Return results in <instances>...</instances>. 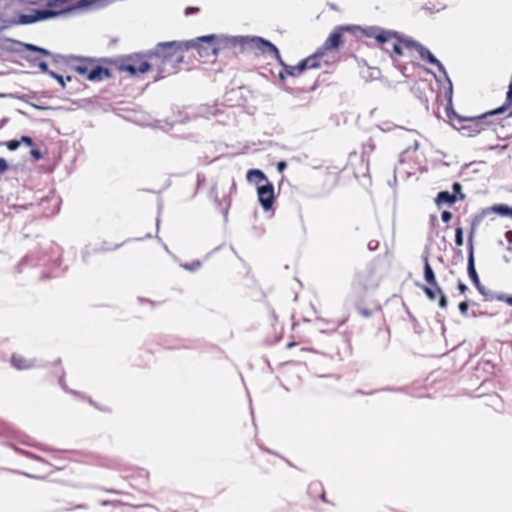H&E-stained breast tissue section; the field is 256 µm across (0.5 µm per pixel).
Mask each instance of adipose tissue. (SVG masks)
Listing matches in <instances>:
<instances>
[{
  "instance_id": "ef3b65f1",
  "label": "adipose tissue",
  "mask_w": 512,
  "mask_h": 512,
  "mask_svg": "<svg viewBox=\"0 0 512 512\" xmlns=\"http://www.w3.org/2000/svg\"><path fill=\"white\" fill-rule=\"evenodd\" d=\"M179 160L176 145L146 140L128 153L122 181L95 186L91 206L96 214L111 217L113 235L125 233L129 226L140 221L141 204L136 196L139 181L147 173L176 167ZM378 240L375 229L353 217L346 218L338 227L321 225L316 256L323 274L330 280L340 273L351 274L370 255ZM248 242L264 267L282 285H290L294 243L287 213H280L275 223L265 225L262 234L249 236Z\"/></svg>"
}]
</instances>
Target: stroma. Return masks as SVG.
I'll use <instances>...</instances> for the list:
<instances>
[{
  "instance_id": "35a3bbf8",
  "label": "stroma",
  "mask_w": 512,
  "mask_h": 512,
  "mask_svg": "<svg viewBox=\"0 0 512 512\" xmlns=\"http://www.w3.org/2000/svg\"><path fill=\"white\" fill-rule=\"evenodd\" d=\"M412 60L405 45L382 42L336 60L303 85L273 71L253 74L250 62L231 58L215 79L156 106L145 103L135 73L69 94L58 85L39 87L32 75L0 72V125L41 137L36 155L24 149L13 155L26 174L0 173L6 242L0 273L17 284L62 285L76 265L134 245L155 248L178 272L232 257L247 297L262 311L245 326L257 342L253 355L241 361L227 355L231 336L174 327L156 328L134 353L145 364L164 355L230 367L252 427L245 462L265 475L288 469L304 477L273 512H338L339 499L326 478L306 473L293 453L264 436L246 373L261 375L283 395L322 387L356 402L480 405L512 420V312L478 299L459 269L466 205L489 188L512 190V119L502 120L488 143L438 130L436 82ZM404 87L419 95V108L393 107ZM105 134L117 148L141 140L175 143L181 162L139 183L141 221L126 235L111 237L90 213L91 231L75 241L60 228L77 201L92 198L96 181L122 175L121 158L104 159ZM80 175L86 183H77ZM180 182L186 201L204 203L223 219L219 238L189 262L167 236L169 197ZM346 193L361 199L386 250L360 263L332 302L302 259L292 263L290 287L268 276L242 225L261 233L285 208L314 241L312 214ZM413 195L420 206L411 210L406 202ZM409 224L418 225L420 246L407 264L398 255ZM0 362L38 377L75 407L99 417L114 412L75 380L61 354H36L0 339ZM11 459L25 462L27 484L57 487L44 512H215L226 494L174 485L141 458L74 445L2 413L1 475Z\"/></svg>"
}]
</instances>
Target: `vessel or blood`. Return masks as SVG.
<instances>
[{"label":"vessel or blood","mask_w":512,"mask_h":512,"mask_svg":"<svg viewBox=\"0 0 512 512\" xmlns=\"http://www.w3.org/2000/svg\"><path fill=\"white\" fill-rule=\"evenodd\" d=\"M412 47L442 88L438 109L456 132L490 137L512 115V0H207L186 18L183 0H39L0 11L8 66L46 63L47 82L71 89L174 57L190 67L149 76L152 103L199 83L225 55L309 80L318 65L368 40ZM462 263L484 301L512 310V192L489 190L465 208Z\"/></svg>","instance_id":"1"}]
</instances>
